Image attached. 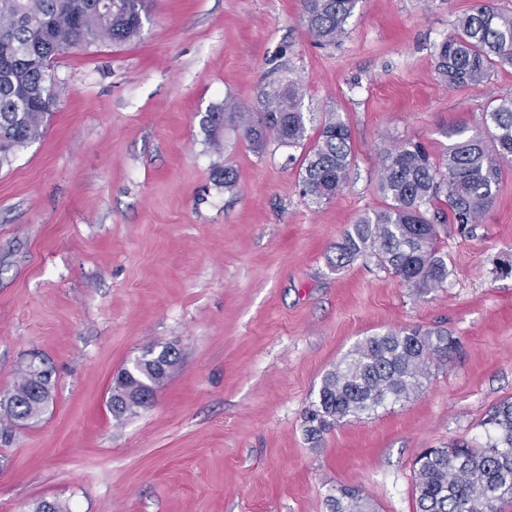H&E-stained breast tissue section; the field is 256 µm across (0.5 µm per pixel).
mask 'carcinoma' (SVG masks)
Here are the masks:
<instances>
[{
  "mask_svg": "<svg viewBox=\"0 0 512 512\" xmlns=\"http://www.w3.org/2000/svg\"><path fill=\"white\" fill-rule=\"evenodd\" d=\"M360 0H302V23L312 43L334 46L348 35ZM152 0H0V167L16 151L40 138L59 96L52 63L64 51L99 37L114 43L140 36ZM512 67V12L495 0H476L453 36L436 50L435 70L448 87H475L500 68ZM302 86L290 81L264 94L259 112H245L227 98L199 124L219 148L216 134L244 128L262 146L269 140L297 147L311 141L300 160L301 193L313 204L334 198L348 185L353 162L348 126L330 112L310 139L312 113L303 111ZM448 151L437 161L418 141L394 146L381 160L378 191L386 205L361 214L336 255L340 267L359 257L376 258L399 282L426 294L444 287L448 263L437 247L440 228L452 222L481 223L491 208L503 166L512 162V97L495 100L478 130H448ZM457 339L441 328L416 325L369 336L356 343L322 377L305 417L307 439L319 442L349 416L370 414L408 398L419 388L434 359L455 352ZM180 360L148 367L113 380L109 399L121 423L145 409V396L158 389ZM52 369L26 366L0 398V439L31 426L44 414ZM484 425L483 448H427L415 462L417 512H501L512 502V402L493 408ZM329 512H371L357 488L336 486L327 495Z\"/></svg>",
  "mask_w": 512,
  "mask_h": 512,
  "instance_id": "cac0c4a2",
  "label": "carcinoma"
}]
</instances>
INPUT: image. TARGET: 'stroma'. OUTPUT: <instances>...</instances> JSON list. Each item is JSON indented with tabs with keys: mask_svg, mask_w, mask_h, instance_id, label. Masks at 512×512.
I'll list each match as a JSON object with an SVG mask.
<instances>
[{
	"mask_svg": "<svg viewBox=\"0 0 512 512\" xmlns=\"http://www.w3.org/2000/svg\"><path fill=\"white\" fill-rule=\"evenodd\" d=\"M473 4L361 0L321 49L301 0H153L137 39L57 56L42 137L0 167V391L31 357L53 368L44 419L0 442V512H328L337 485L375 512H416L422 449L486 443L487 414L512 401V165L473 231L442 233L444 287L417 294L372 259L336 265L345 231L385 204L386 151L415 140L441 157L449 128L512 96V68L467 88L435 71ZM291 79L305 111L351 132L350 182L320 205L301 194V148L239 130L213 145L198 124L228 98L261 110ZM409 325L460 347L409 398L310 443L324 374ZM150 343L181 361L150 409L116 422L113 379Z\"/></svg>",
	"mask_w": 512,
	"mask_h": 512,
	"instance_id": "stroma-1",
	"label": "stroma"
}]
</instances>
